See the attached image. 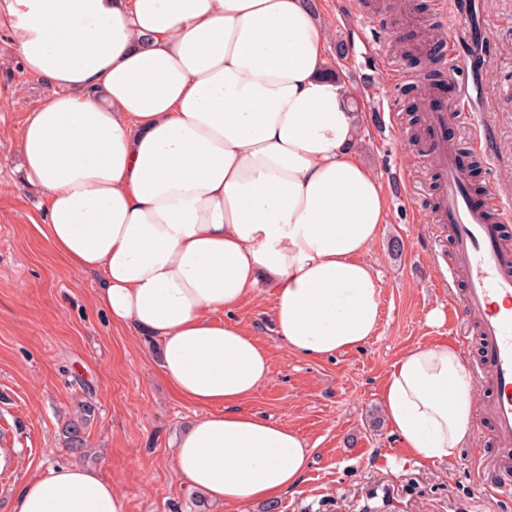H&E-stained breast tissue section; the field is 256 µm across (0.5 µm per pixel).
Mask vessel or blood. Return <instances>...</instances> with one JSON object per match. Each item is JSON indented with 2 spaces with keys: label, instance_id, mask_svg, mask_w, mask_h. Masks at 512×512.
I'll return each mask as SVG.
<instances>
[{
  "label": "vessel or blood",
  "instance_id": "obj_1",
  "mask_svg": "<svg viewBox=\"0 0 512 512\" xmlns=\"http://www.w3.org/2000/svg\"><path fill=\"white\" fill-rule=\"evenodd\" d=\"M447 42L448 78L455 81L456 92L447 111L430 113L434 134L423 144V157L446 176L437 221L447 225L452 243L448 272L464 283L451 316L463 328L477 320L481 362L468 370L483 372L492 389L482 412L492 424L497 452L483 461L482 476L498 496L512 499V247L504 242L506 228L512 227V208L499 194L491 195L484 207L471 204L467 172L442 134L448 123L475 118L472 92L457 80L468 49L456 36H448Z\"/></svg>",
  "mask_w": 512,
  "mask_h": 512
}]
</instances>
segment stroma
Returning a JSON list of instances; mask_svg holds the SVG:
<instances>
[{
	"instance_id": "35a3bbf8",
	"label": "stroma",
	"mask_w": 512,
	"mask_h": 512,
	"mask_svg": "<svg viewBox=\"0 0 512 512\" xmlns=\"http://www.w3.org/2000/svg\"><path fill=\"white\" fill-rule=\"evenodd\" d=\"M316 2L329 22L328 63L363 114L355 150L384 189L389 222L363 256L381 289V315L362 348L325 359L289 354L273 331L274 288L267 283L224 314L250 328L273 357L271 378L246 409L294 427L313 447L302 482L279 498L277 512H512L478 477L479 459L496 450L489 421L475 422L472 444L454 460L421 462L388 426L379 399L403 351L455 344L456 325L434 326L427 316L450 310L462 289L461 282L444 287L437 280L452 257L447 230L432 220L443 178L407 138V79L421 70L394 40L425 37L435 24L462 34L465 20L437 15L432 0H387L371 12L360 0ZM480 10L490 44L473 71L482 81L477 112L492 132L491 159L472 150L475 126L452 123L446 132L460 160L477 163L487 189L478 198L483 205L488 191L512 194V0H481ZM5 39L0 33V86L18 93L0 104V449L15 453L18 466L0 472V512H12L30 476L70 463L96 468L112 482L124 512H199L170 457L176 435L202 410L169 387L159 342L113 326L94 302L97 277L64 266L45 240V210L8 144L53 90L18 64ZM395 238L403 243L398 255L390 251ZM82 402L95 413L73 452L64 429Z\"/></svg>"
}]
</instances>
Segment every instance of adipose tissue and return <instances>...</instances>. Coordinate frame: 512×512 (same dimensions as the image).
Returning <instances> with one entry per match:
<instances>
[{
  "instance_id": "adipose-tissue-1",
  "label": "adipose tissue",
  "mask_w": 512,
  "mask_h": 512,
  "mask_svg": "<svg viewBox=\"0 0 512 512\" xmlns=\"http://www.w3.org/2000/svg\"><path fill=\"white\" fill-rule=\"evenodd\" d=\"M0 31L54 90L14 143L46 240L69 268L99 274L97 305L157 339L165 379L204 410L176 442V476L227 506L278 500L312 449L245 409L272 355L225 311L269 280L278 336L312 359L361 348L379 324L362 256L386 197L354 152L348 86L325 73L324 25L307 0H0ZM475 401L448 344L403 352L380 393L424 461L471 442ZM12 512L123 504L74 463L29 479Z\"/></svg>"
}]
</instances>
